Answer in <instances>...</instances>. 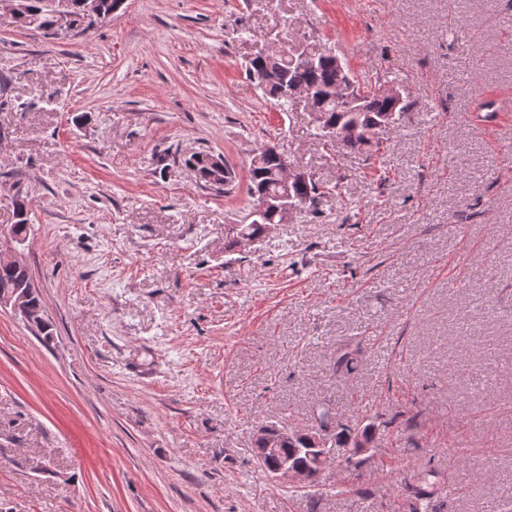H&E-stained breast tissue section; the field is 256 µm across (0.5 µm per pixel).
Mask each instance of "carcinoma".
Wrapping results in <instances>:
<instances>
[{
    "label": "carcinoma",
    "instance_id": "1",
    "mask_svg": "<svg viewBox=\"0 0 512 512\" xmlns=\"http://www.w3.org/2000/svg\"><path fill=\"white\" fill-rule=\"evenodd\" d=\"M51 0H28L27 21L22 26L40 32L44 37H49L48 30L53 25V11ZM311 49L318 52L316 65H303L293 59L292 52H283L268 59H252L248 61L246 73L262 89L264 95L276 100L282 108L288 106V100L283 95L284 86L303 87L312 91V108L315 112L325 114L329 123L340 132L351 127L359 126L369 128L377 124L382 116L388 112H396L401 116L406 105L395 106L379 90H365L360 86H354L359 98V110L350 112L337 103L335 98L336 86L349 77L348 71L343 65L337 64L336 52L321 45L313 44ZM343 156L357 157L370 155L373 149L379 148V142L364 141L361 138H343ZM213 155L202 151L192 154L184 159V164L190 167L200 184L206 188L225 193L231 192L235 183V171L223 162L222 168H217L212 163ZM280 159L276 156L264 154V148L260 147L252 155L248 168L249 195L252 199L251 210L248 217L251 221L247 224L237 225V234L244 240L250 241L262 237L264 226L278 223V219L267 214L265 219H258L255 213L261 207L263 193L279 194L284 191L298 202L306 204V208L318 212L315 205L306 203L307 197L314 192V185L297 183L289 187L281 185L278 168ZM14 215L16 221L12 224L15 235L27 237L28 233V201L21 194L16 195ZM31 275L25 266L14 267L0 264V292H8L29 283ZM30 323L28 327L36 334L42 336L47 342L53 337L52 323L48 319L45 306L40 294H35L29 301ZM318 429L305 431L295 443H288L283 439L280 444L281 453L291 459L296 465L310 463L308 449L313 447L312 439L318 431L325 433V448H359L361 444L372 443L376 438L377 427L371 423L365 425L356 434L347 433V428L341 426L335 414L330 409L320 410L316 416ZM408 491V512H431V496L417 490V486L405 484Z\"/></svg>",
    "mask_w": 512,
    "mask_h": 512
}]
</instances>
